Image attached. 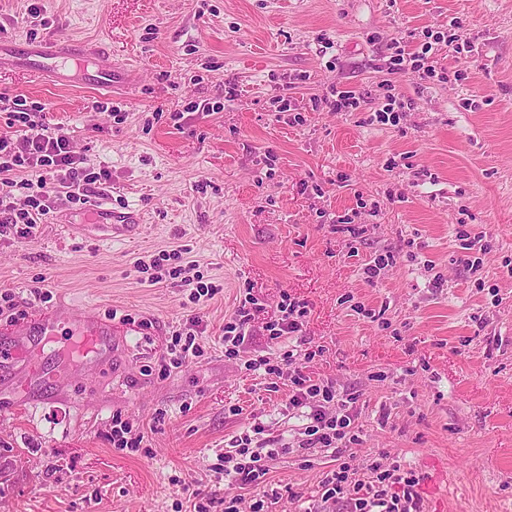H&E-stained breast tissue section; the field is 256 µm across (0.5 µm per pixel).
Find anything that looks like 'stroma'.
Masks as SVG:
<instances>
[{
    "instance_id": "35a3bbf8",
    "label": "stroma",
    "mask_w": 512,
    "mask_h": 512,
    "mask_svg": "<svg viewBox=\"0 0 512 512\" xmlns=\"http://www.w3.org/2000/svg\"><path fill=\"white\" fill-rule=\"evenodd\" d=\"M454 19L473 50L440 44L443 78L391 73L393 41L420 51ZM0 36L69 38L127 70L101 97L79 72L0 66V136L22 134L15 100L42 104L46 127L110 171L98 195L143 216L131 238L72 234L88 207L61 192L32 235H0V291L15 304L1 346L38 308L36 286L52 308L136 319L97 374L51 388L17 360L0 377V512H224L228 494L252 512L255 488L214 466L257 421L293 447L268 462L282 494L268 512H311L337 455L297 450L291 367H249L290 347L312 353L313 380L356 395L360 439L342 454L359 475L374 460L414 470L424 512H512V0H0ZM335 88L358 109L331 111ZM393 99L396 122L374 121ZM343 217L352 231L335 230ZM464 225L490 244L468 253L474 275ZM165 252L187 285L157 281ZM381 254L394 262L372 286L362 268ZM199 277L219 293L193 301ZM247 294L259 308L231 356L224 326ZM287 297L304 326L271 338ZM188 327L201 355L158 376ZM116 415L141 447H114Z\"/></svg>"
}]
</instances>
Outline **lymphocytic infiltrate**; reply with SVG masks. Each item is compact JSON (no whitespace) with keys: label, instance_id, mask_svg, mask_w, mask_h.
<instances>
[{"label":"lymphocytic infiltrate","instance_id":"1","mask_svg":"<svg viewBox=\"0 0 512 512\" xmlns=\"http://www.w3.org/2000/svg\"><path fill=\"white\" fill-rule=\"evenodd\" d=\"M39 116V109L19 105L13 118L22 123L24 134L16 140L0 136V232L9 229L23 237L31 235L40 216L48 214L56 187L66 188L69 198L83 201L93 185L110 178L107 170L95 172L85 167L66 133L49 131ZM19 171L24 172V179H16ZM18 188L24 190L26 197L21 205L14 201ZM281 360L294 368L289 409L308 411L300 448H342L355 442L357 436L350 431V399L339 397L333 383L314 381L304 373L302 357L296 349L284 351ZM330 402L336 405L332 414L325 410ZM262 431V425L257 423L252 434L232 440L231 451L224 455L225 481L243 487L259 486L269 471L268 459L288 453L287 444L281 442L266 451L255 445L253 438ZM370 469L374 478L366 482L357 479L348 463H338L322 481V501H346L353 504L355 512H423L419 475L411 470H383L375 462Z\"/></svg>","mask_w":512,"mask_h":512}]
</instances>
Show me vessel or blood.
<instances>
[{
	"label": "vessel or blood",
	"mask_w": 512,
	"mask_h": 512,
	"mask_svg": "<svg viewBox=\"0 0 512 512\" xmlns=\"http://www.w3.org/2000/svg\"><path fill=\"white\" fill-rule=\"evenodd\" d=\"M7 56L17 59L38 74L58 75L66 63L81 64L91 61L95 64V70L90 83L97 91L109 93L116 82V72L111 60L100 58L84 46L65 40L50 46L0 41V59ZM87 227L100 232L106 240L129 237L135 235L139 229L140 216L133 211L118 213L99 205L92 209ZM31 324L40 335L48 338L55 336L62 325H71L74 340L69 346V354L81 363L98 359L112 342L111 322L88 314L77 316L68 308L37 311L31 318Z\"/></svg>",
	"instance_id": "b4317fda"
}]
</instances>
